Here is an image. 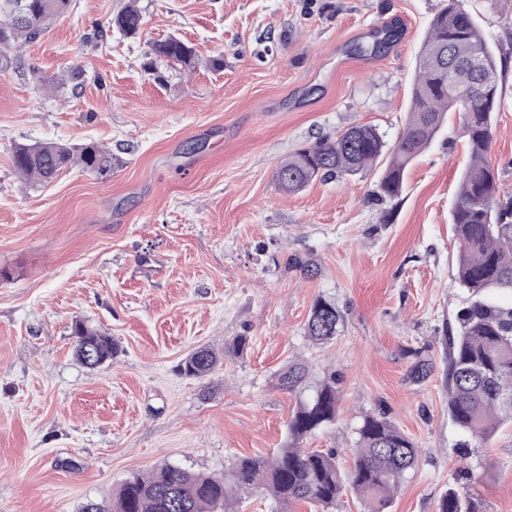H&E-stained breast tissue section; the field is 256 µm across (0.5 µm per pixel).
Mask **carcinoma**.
Segmentation results:
<instances>
[{
    "instance_id": "obj_1",
    "label": "carcinoma",
    "mask_w": 512,
    "mask_h": 512,
    "mask_svg": "<svg viewBox=\"0 0 512 512\" xmlns=\"http://www.w3.org/2000/svg\"><path fill=\"white\" fill-rule=\"evenodd\" d=\"M70 4L0 0V47L19 48L35 41ZM109 26L136 36L143 16L129 6L112 17ZM443 46L449 48L446 62L438 60ZM152 48L155 55L185 66L194 60L193 48L174 35L154 42ZM498 86L495 52L478 21L463 0H448L430 21L417 57L408 119L392 146L376 127L354 125L297 149L276 171L279 187L298 193L316 180L344 181L381 161L379 196L394 199L448 114L463 115L470 160L460 176L451 224L459 244L456 280L470 302L457 313V328L447 341L448 415L465 436L463 449L487 447L503 421H512V305L492 298L496 292H512V196L501 198L497 170L490 161ZM12 162L26 180L48 184L72 167L104 175L112 170V152L95 143H18ZM341 322L336 306L319 299L307 321V336L325 344L337 335ZM72 334L77 357L89 367L111 362L119 353L111 337L80 320L73 322ZM219 362L213 350L200 349L183 360L180 370L202 378ZM307 374L305 366L290 365L279 377L280 386L297 391ZM337 402L336 378L320 383L288 419V446L272 458H242L222 477L163 465L124 481L110 506L89 501L80 512H226L241 494L255 488L268 490L281 512H292L299 502L329 508L346 488L359 497L364 512H389L395 489L415 466L419 448L391 421L375 416L364 418L358 428L350 470L340 467L334 450L300 448L307 434L336 421ZM436 512H470L468 500L450 486Z\"/></svg>"
}]
</instances>
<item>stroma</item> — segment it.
<instances>
[{
  "instance_id": "stroma-1",
  "label": "stroma",
  "mask_w": 512,
  "mask_h": 512,
  "mask_svg": "<svg viewBox=\"0 0 512 512\" xmlns=\"http://www.w3.org/2000/svg\"><path fill=\"white\" fill-rule=\"evenodd\" d=\"M135 2L142 32L109 29ZM447 0H72L23 52L0 51V512H79L173 464L223 475L288 444L304 395L336 376L334 424L303 447L351 466L365 416L420 448L391 512H436L456 482L446 341L467 296L449 222L467 162L448 120L395 200L380 167L289 194L275 172L297 148L354 124L395 141L416 58ZM498 60L492 160L512 196V0H467ZM177 36L185 67L152 55ZM221 68H212L213 59ZM79 87L60 86L71 68ZM95 142L100 176L74 167L24 182L14 143ZM323 298L343 315L323 345L306 334ZM121 352L91 368L73 321ZM247 336L244 351L233 337ZM221 358L200 379L181 362ZM308 368L304 390L278 385ZM472 512H512V422L468 460ZM220 359L211 349H200L186 357L181 366V372L193 378H202L213 371Z\"/></svg>"
}]
</instances>
